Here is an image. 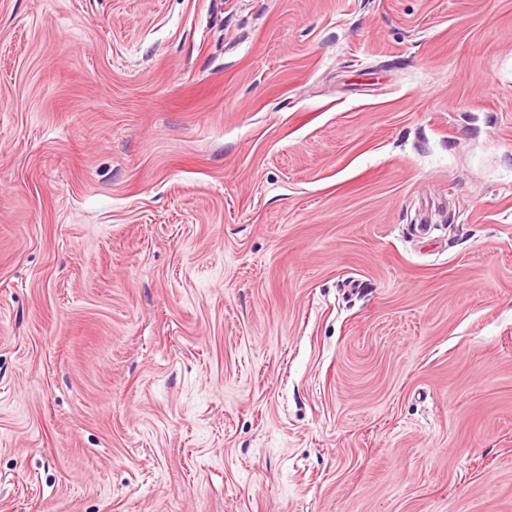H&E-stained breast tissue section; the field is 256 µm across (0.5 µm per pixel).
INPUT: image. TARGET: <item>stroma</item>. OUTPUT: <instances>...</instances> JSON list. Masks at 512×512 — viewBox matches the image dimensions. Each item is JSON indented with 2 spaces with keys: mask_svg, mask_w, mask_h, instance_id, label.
I'll return each mask as SVG.
<instances>
[{
  "mask_svg": "<svg viewBox=\"0 0 512 512\" xmlns=\"http://www.w3.org/2000/svg\"><path fill=\"white\" fill-rule=\"evenodd\" d=\"M0 512H512V0H0Z\"/></svg>",
  "mask_w": 512,
  "mask_h": 512,
  "instance_id": "stroma-1",
  "label": "stroma"
}]
</instances>
